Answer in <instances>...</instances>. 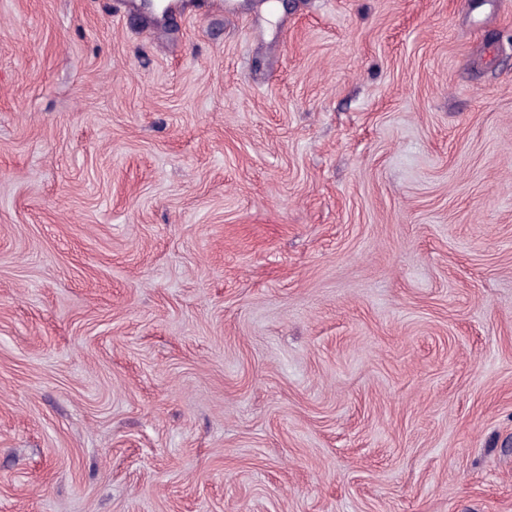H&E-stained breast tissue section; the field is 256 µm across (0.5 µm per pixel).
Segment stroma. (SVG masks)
Segmentation results:
<instances>
[{"mask_svg": "<svg viewBox=\"0 0 512 512\" xmlns=\"http://www.w3.org/2000/svg\"><path fill=\"white\" fill-rule=\"evenodd\" d=\"M0 0V512H512V0Z\"/></svg>", "mask_w": 512, "mask_h": 512, "instance_id": "stroma-1", "label": "stroma"}]
</instances>
